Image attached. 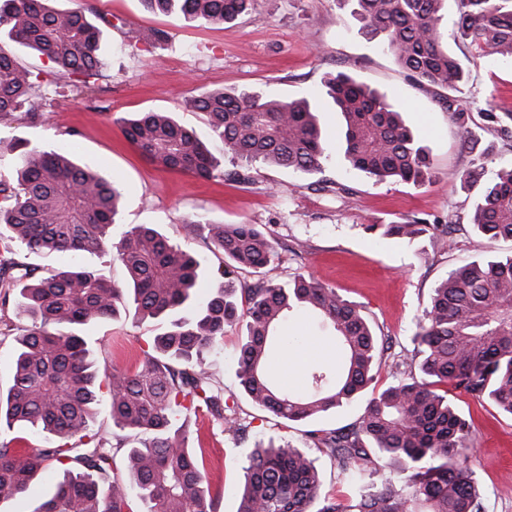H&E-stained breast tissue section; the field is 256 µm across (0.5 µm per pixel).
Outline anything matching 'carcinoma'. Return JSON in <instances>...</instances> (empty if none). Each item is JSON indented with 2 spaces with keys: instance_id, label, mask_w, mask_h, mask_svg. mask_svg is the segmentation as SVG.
I'll return each mask as SVG.
<instances>
[{
  "instance_id": "carcinoma-1",
  "label": "carcinoma",
  "mask_w": 512,
  "mask_h": 512,
  "mask_svg": "<svg viewBox=\"0 0 512 512\" xmlns=\"http://www.w3.org/2000/svg\"><path fill=\"white\" fill-rule=\"evenodd\" d=\"M48 0H0V39L27 47L53 64L55 79L18 65L0 46V125L45 119L36 102L65 88L94 91L102 77L99 29L80 10ZM249 0H144L147 7L188 22L222 25ZM364 34L379 40L420 85L455 90L465 79L456 56L441 47L444 0H355ZM457 32L478 55L512 59V0H457ZM185 108L208 115L210 136L224 153L251 166L322 172L326 141L318 113L341 115V158L378 181L423 183L431 163L419 135L384 95L347 74L327 79L311 98L284 100L258 92H204ZM148 160L209 178L217 161L193 128L170 112H139L115 120ZM16 164L0 174V288L16 327L13 374L0 390V427L26 425L47 433L34 454L0 444V504L24 493L53 462L62 476L33 512H131L130 496L149 512H213L204 463L187 447L186 419L205 408L237 436L248 427L206 368L228 324H243L237 378L258 408L291 422L312 423L370 394L357 419L308 431L315 449L257 445L243 468L237 512H484L469 466L471 425L448 400L453 385L497 413L512 417V253L494 254L448 272L433 289L412 336L411 356L391 363L393 381L374 391L383 349L362 308L312 275L281 284L237 287L239 269H264L275 258L262 225L212 224L195 229L224 256V269L201 285L202 260L156 224H136L118 240L122 189L77 163L73 150L14 143ZM473 230L512 239V166L487 182ZM367 230L408 243L427 233L448 243L446 224H370ZM112 251L125 271L117 284L76 262L83 253ZM21 251L67 253L75 262L49 276L16 259ZM124 310L169 319L133 372L100 362L84 329ZM293 313L319 320L340 355L332 366L307 369L301 389L273 370L288 351L281 334ZM107 391H102V387ZM107 397L116 443L93 431ZM328 456L353 488L346 504L321 495L313 452ZM393 475L376 479L387 466Z\"/></svg>"
}]
</instances>
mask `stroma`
I'll return each mask as SVG.
<instances>
[{
    "instance_id": "35a3bbf8",
    "label": "stroma",
    "mask_w": 512,
    "mask_h": 512,
    "mask_svg": "<svg viewBox=\"0 0 512 512\" xmlns=\"http://www.w3.org/2000/svg\"><path fill=\"white\" fill-rule=\"evenodd\" d=\"M55 8L79 9L100 30L103 76L93 94H65L38 124L0 127V139H21L44 149L71 143L80 164L100 170L123 190L122 222L113 236L135 224H159L163 233L204 261L211 276L223 264L195 222L242 224L258 221L276 251L261 270H241L242 287L258 281L314 275L360 305L387 339L391 355L410 348L415 324L435 286L454 269L486 251H512V240L488 242L471 222L481 188L461 176L474 165L486 175L512 162V62L477 56L453 41L455 0L443 10V43L462 62L468 79L442 93L415 82L380 45L367 39L354 15L353 0H252L248 14L221 27L188 24L148 11L142 0H55ZM164 43L149 40L152 31ZM343 72L384 94L418 131L433 176L420 185L379 182L346 168L340 158V123L335 112L321 113L328 158L324 170L298 176L286 169L254 166L246 181L231 180L239 169L221 142L209 139L207 117L184 108L187 97L205 91L243 90L283 99L318 92L327 74ZM464 109L467 126L448 118V105ZM173 113L207 136L220 166L212 178L171 172L147 160L124 137L118 117L137 112ZM477 139L463 147L466 132ZM418 218L454 229L448 246L421 237L413 245L368 230ZM165 323L120 313L89 328L101 360L131 368L152 351ZM285 335H304L301 355L317 364L334 363L338 352L311 316L298 314L283 326ZM242 330L226 327L221 348L208 357L211 372L234 400L250 428L239 438L224 422L202 411L188 420L189 445L201 454L216 512H237L238 488L246 457L268 440L309 447L308 424L286 422L251 406L235 372ZM448 398L472 423L470 466L480 484L486 512H512V418L480 405L469 394L449 389Z\"/></svg>"
}]
</instances>
